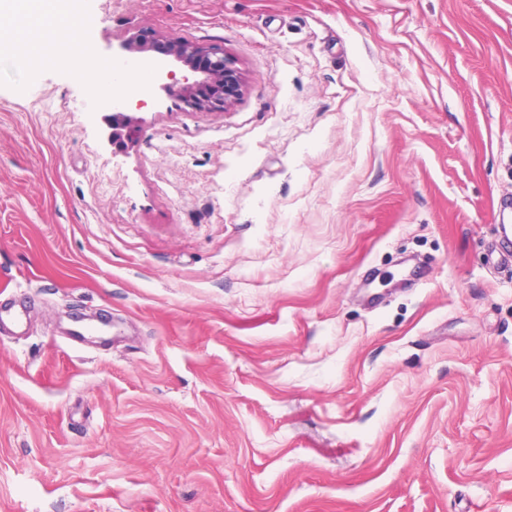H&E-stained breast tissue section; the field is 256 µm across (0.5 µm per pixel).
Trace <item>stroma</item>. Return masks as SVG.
Returning <instances> with one entry per match:
<instances>
[{
	"label": "stroma",
	"instance_id": "1",
	"mask_svg": "<svg viewBox=\"0 0 512 512\" xmlns=\"http://www.w3.org/2000/svg\"><path fill=\"white\" fill-rule=\"evenodd\" d=\"M71 6L242 87L0 56V512H512V0ZM126 50L172 56L193 74L202 75L201 79L190 82L187 75L177 78V73L169 70L165 76L167 81L159 85L161 91L178 97L192 109L223 110L240 95V73L235 62L222 51L182 42H163L144 32L131 39ZM82 74L87 79L96 81L99 86L112 90V98L108 96V93L101 92V95L111 99L112 103L127 99L128 95L125 93L123 86L112 84L118 77V74L113 73L112 67L96 65L91 69H83ZM141 117L137 118L124 112L122 109H115L106 117L108 128L107 140L114 148H121L131 141L139 131Z\"/></svg>",
	"mask_w": 512,
	"mask_h": 512
}]
</instances>
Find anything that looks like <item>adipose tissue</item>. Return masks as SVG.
Masks as SVG:
<instances>
[{
	"label": "adipose tissue",
	"mask_w": 512,
	"mask_h": 512,
	"mask_svg": "<svg viewBox=\"0 0 512 512\" xmlns=\"http://www.w3.org/2000/svg\"><path fill=\"white\" fill-rule=\"evenodd\" d=\"M68 2L0 0V10H8L11 18L8 30L0 32V56H11L25 65L50 51L71 53L73 39L81 35L83 20Z\"/></svg>",
	"instance_id": "adipose-tissue-1"
}]
</instances>
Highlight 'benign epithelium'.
I'll return each mask as SVG.
<instances>
[{"instance_id":"obj_1","label":"benign epithelium","mask_w":512,"mask_h":512,"mask_svg":"<svg viewBox=\"0 0 512 512\" xmlns=\"http://www.w3.org/2000/svg\"><path fill=\"white\" fill-rule=\"evenodd\" d=\"M126 50L171 56L190 72L202 75L192 81L186 75L179 78L170 70L166 73V81L159 85L161 91L178 97L193 109L222 110L240 95L241 76L235 62L219 50L182 42H163L144 32L131 39ZM142 122L141 117L121 109L114 110L106 117L108 142L115 148L123 147L136 136Z\"/></svg>"}]
</instances>
